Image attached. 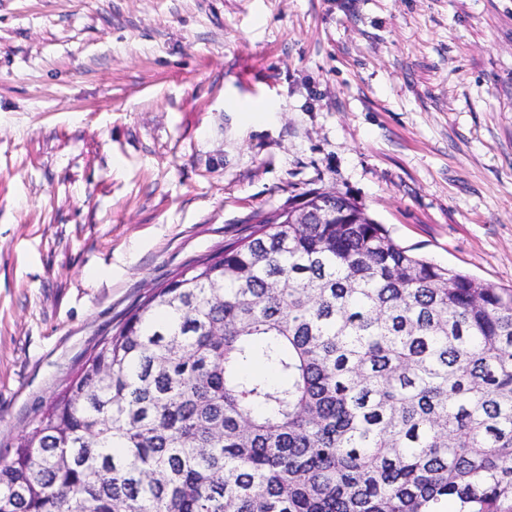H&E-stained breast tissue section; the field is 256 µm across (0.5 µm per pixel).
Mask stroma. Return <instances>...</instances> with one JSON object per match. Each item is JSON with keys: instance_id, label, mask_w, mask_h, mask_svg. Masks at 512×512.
Here are the masks:
<instances>
[{"instance_id": "obj_1", "label": "stroma", "mask_w": 512, "mask_h": 512, "mask_svg": "<svg viewBox=\"0 0 512 512\" xmlns=\"http://www.w3.org/2000/svg\"><path fill=\"white\" fill-rule=\"evenodd\" d=\"M312 189L512 286V0H0V457L150 288Z\"/></svg>"}]
</instances>
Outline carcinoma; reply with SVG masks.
I'll return each instance as SVG.
<instances>
[{
  "label": "carcinoma",
  "mask_w": 512,
  "mask_h": 512,
  "mask_svg": "<svg viewBox=\"0 0 512 512\" xmlns=\"http://www.w3.org/2000/svg\"><path fill=\"white\" fill-rule=\"evenodd\" d=\"M300 208L131 308L0 462V512H512V288L345 194Z\"/></svg>",
  "instance_id": "obj_1"
}]
</instances>
